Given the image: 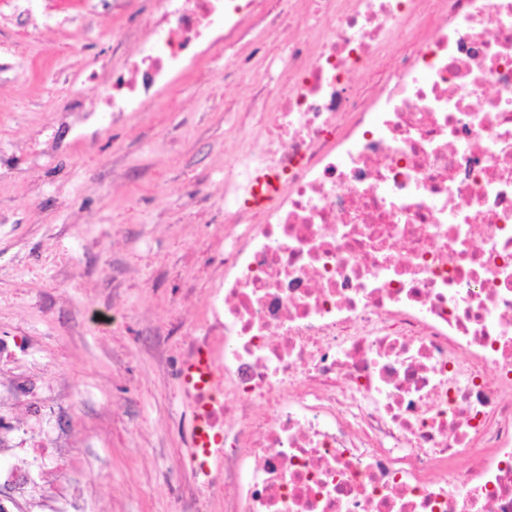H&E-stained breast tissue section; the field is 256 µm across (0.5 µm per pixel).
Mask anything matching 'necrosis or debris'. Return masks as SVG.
<instances>
[{
  "mask_svg": "<svg viewBox=\"0 0 512 512\" xmlns=\"http://www.w3.org/2000/svg\"><path fill=\"white\" fill-rule=\"evenodd\" d=\"M292 34L237 118L174 512H512V0H155L86 122ZM415 38H407V30ZM0 421V481L30 490Z\"/></svg>",
  "mask_w": 512,
  "mask_h": 512,
  "instance_id": "4bbe7bcc",
  "label": "necrosis or debris"
}]
</instances>
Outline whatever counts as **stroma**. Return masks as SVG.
<instances>
[{
  "label": "stroma",
  "instance_id": "35a3bbf8",
  "mask_svg": "<svg viewBox=\"0 0 512 512\" xmlns=\"http://www.w3.org/2000/svg\"><path fill=\"white\" fill-rule=\"evenodd\" d=\"M155 0H0V336L21 349L9 372L19 403L64 442L43 477L54 512H172L168 472L191 452V415L159 363L193 324L218 278L204 252L224 249V177L237 155L235 115L258 65L225 82L216 50L178 86L179 103L77 123L83 73L108 75L133 55ZM194 288L185 301L186 288ZM115 318L96 324L98 303Z\"/></svg>",
  "mask_w": 512,
  "mask_h": 512
}]
</instances>
